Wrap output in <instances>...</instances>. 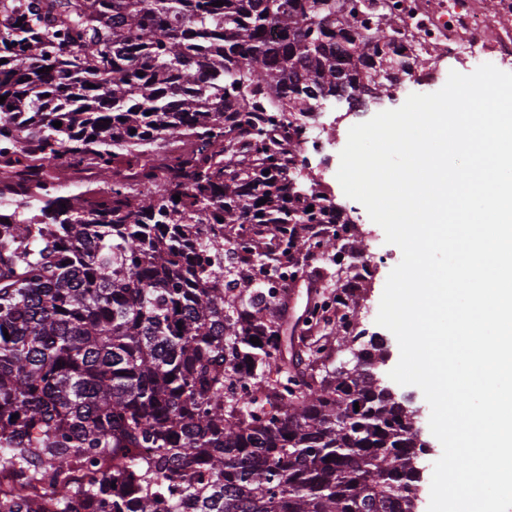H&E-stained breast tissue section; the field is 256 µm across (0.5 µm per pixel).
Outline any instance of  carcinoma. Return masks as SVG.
<instances>
[{
    "label": "carcinoma",
    "mask_w": 512,
    "mask_h": 512,
    "mask_svg": "<svg viewBox=\"0 0 512 512\" xmlns=\"http://www.w3.org/2000/svg\"><path fill=\"white\" fill-rule=\"evenodd\" d=\"M214 2L0 0V512H414L415 432L374 376L381 345L319 377L324 347L292 350L282 301L224 288L253 282L254 239L225 264L229 225H267L286 257L327 211L288 178L296 129L271 134L269 100L377 94L350 50L391 45L395 19ZM117 148L153 189L129 190ZM65 169L112 181L55 196L41 174Z\"/></svg>",
    "instance_id": "carcinoma-1"
}]
</instances>
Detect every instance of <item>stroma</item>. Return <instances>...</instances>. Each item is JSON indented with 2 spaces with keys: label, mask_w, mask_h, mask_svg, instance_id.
<instances>
[{
  "label": "stroma",
  "mask_w": 512,
  "mask_h": 512,
  "mask_svg": "<svg viewBox=\"0 0 512 512\" xmlns=\"http://www.w3.org/2000/svg\"><path fill=\"white\" fill-rule=\"evenodd\" d=\"M401 100L382 98L380 102L369 104L364 111L353 112L347 103H337L335 111L322 112L309 119V126L317 131L330 134L337 148H344L348 132L353 125L366 122L376 114L401 107ZM339 160H325L323 154L310 151L300 155L289 177L297 188L304 191L316 190L330 198L338 207L349 224L347 234L350 245V260L342 267H335L327 262H319L304 269L297 282L289 284L288 299L294 302L296 312L310 308L313 302L332 298L336 292L348 287H355L358 294L355 298L358 322L355 332H368L372 336L383 337L389 358L380 368L381 374H389L399 361L398 342L391 331L376 322L380 301L389 273L402 260L401 249L387 243L383 229L373 222L365 207L356 200L348 198L337 180ZM375 255L376 260L371 267H364L359 262L362 255ZM397 396L410 397L412 408L418 409L421 415L416 423L423 440L430 442L432 451L422 457L423 468L420 491L416 502V512H427L430 502V486L433 465L442 454V446L436 441L429 427L430 406L421 390L415 386L394 385Z\"/></svg>",
  "instance_id": "35a3bbf8"
}]
</instances>
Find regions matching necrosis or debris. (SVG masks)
<instances>
[{
    "instance_id": "1",
    "label": "necrosis or debris",
    "mask_w": 512,
    "mask_h": 512,
    "mask_svg": "<svg viewBox=\"0 0 512 512\" xmlns=\"http://www.w3.org/2000/svg\"><path fill=\"white\" fill-rule=\"evenodd\" d=\"M371 1L399 18L395 38L411 63L388 83L389 96H401L410 83L431 89L446 68L468 73L483 54L512 68V0H348L363 18Z\"/></svg>"
}]
</instances>
